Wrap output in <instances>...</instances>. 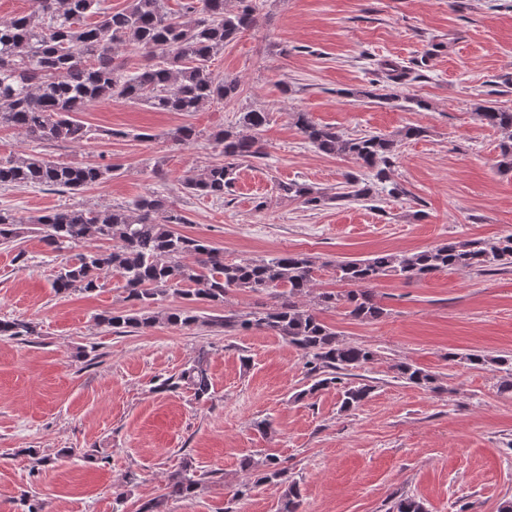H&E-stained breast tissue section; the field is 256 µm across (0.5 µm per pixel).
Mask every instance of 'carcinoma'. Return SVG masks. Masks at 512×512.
<instances>
[{"instance_id":"obj_1","label":"carcinoma","mask_w":512,"mask_h":512,"mask_svg":"<svg viewBox=\"0 0 512 512\" xmlns=\"http://www.w3.org/2000/svg\"><path fill=\"white\" fill-rule=\"evenodd\" d=\"M101 0H32L31 11L0 21V127L22 131L28 138L46 143L79 145L91 139V130L74 114L99 99H123L142 103L159 112H198L222 104L240 93L236 79L221 77L211 69L224 45L236 41L257 24L253 0H183L172 10L166 0H131L128 8L108 12ZM137 49L141 64L135 70L120 58L119 49ZM477 115L498 130L497 168L512 172V109L478 106ZM269 113L253 109L240 112L236 126L214 135L220 163L197 170L183 180L192 196L222 198L231 190L237 167L265 154L260 136ZM294 124L317 151L351 158L369 173H347L340 191L333 195L308 184L278 185V192L296 198L312 210L328 202L367 201L381 190L397 197L404 189L390 180L401 142L419 138L425 130L407 126L396 135H348L334 126L315 122L310 113L297 112ZM113 167L93 163H60L37 155L0 160V185L43 186L80 191L112 177ZM44 230L43 241L52 249L82 242L93 236L106 248H86L63 264L51 283L57 295L92 292L101 287L105 274L123 281L131 310L104 311L98 323L115 331L133 332L164 323L183 328L211 324L229 330L257 329L284 339L304 358L305 378L311 382L303 394L341 387V409L358 407L373 390L369 383H346L350 372L374 361L375 351L362 344L346 343L301 300L314 288L318 266L309 255L284 252L269 259L228 261L224 252L208 240L177 232L184 223L172 203L151 193L129 207H94L56 210L29 221L0 209V244L24 234L25 224ZM512 266V234L496 240L448 239L412 253L379 252L371 258L336 261V282L348 285L345 293L323 292L316 305L346 309L360 322L381 319L385 309L370 286L385 277L406 282L445 270H491ZM234 291L267 294L273 305L246 314L231 313L208 318L193 306L170 310L159 305L169 293L223 309ZM36 326L23 320H0V336H36ZM209 351L201 347L191 364L178 375L162 380L158 389H189L198 401L211 395ZM396 378L407 384L439 388L436 375L409 363L393 365ZM255 480L239 484L234 498L249 496L261 482L282 486L279 512H299L300 489L288 480V467L275 455L260 462L243 461ZM204 474L189 460L174 471L165 492L144 502L139 512H166L169 500L188 499L201 487ZM389 512H427L414 496L395 498Z\"/></svg>"}]
</instances>
